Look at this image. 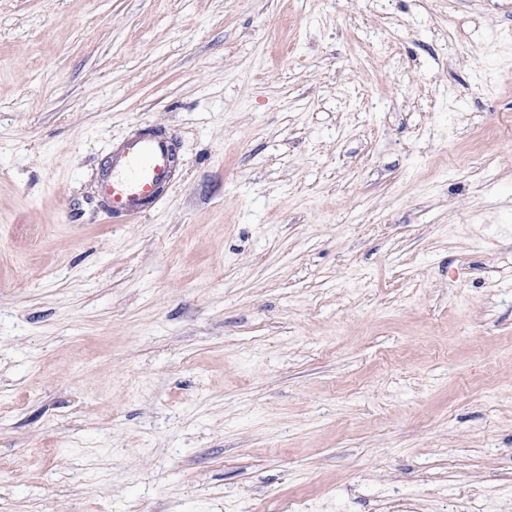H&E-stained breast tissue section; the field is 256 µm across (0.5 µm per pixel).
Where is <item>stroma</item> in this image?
I'll list each match as a JSON object with an SVG mask.
<instances>
[{
	"label": "stroma",
	"mask_w": 512,
	"mask_h": 512,
	"mask_svg": "<svg viewBox=\"0 0 512 512\" xmlns=\"http://www.w3.org/2000/svg\"><path fill=\"white\" fill-rule=\"evenodd\" d=\"M0 512H512V0H0ZM175 140L166 131H143L112 143L96 187L113 220L138 219L162 201L176 175Z\"/></svg>",
	"instance_id": "1"
}]
</instances>
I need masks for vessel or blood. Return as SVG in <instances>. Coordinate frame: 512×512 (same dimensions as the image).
I'll return each instance as SVG.
<instances>
[{
    "instance_id": "obj_1",
    "label": "vessel or blood",
    "mask_w": 512,
    "mask_h": 512,
    "mask_svg": "<svg viewBox=\"0 0 512 512\" xmlns=\"http://www.w3.org/2000/svg\"><path fill=\"white\" fill-rule=\"evenodd\" d=\"M174 143L166 131H144L113 142L97 182L113 219H138L161 202L176 175Z\"/></svg>"
}]
</instances>
